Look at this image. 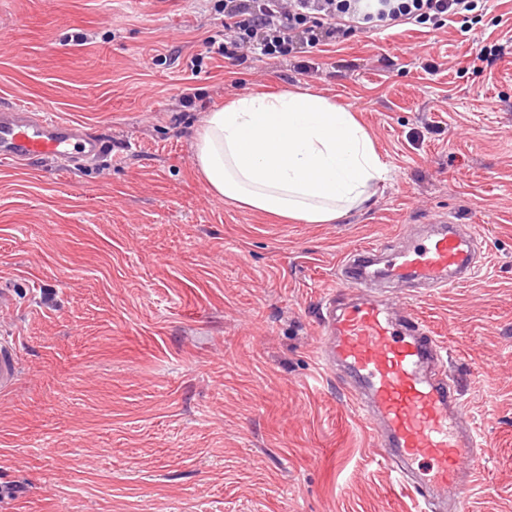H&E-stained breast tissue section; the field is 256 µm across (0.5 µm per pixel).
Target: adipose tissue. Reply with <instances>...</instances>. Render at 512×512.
<instances>
[{
  "label": "adipose tissue",
  "instance_id": "obj_1",
  "mask_svg": "<svg viewBox=\"0 0 512 512\" xmlns=\"http://www.w3.org/2000/svg\"><path fill=\"white\" fill-rule=\"evenodd\" d=\"M193 161L218 199L307 224L363 205L388 173L351 112L296 90L246 93L207 113Z\"/></svg>",
  "mask_w": 512,
  "mask_h": 512
}]
</instances>
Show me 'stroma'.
I'll return each mask as SVG.
<instances>
[{
	"mask_svg": "<svg viewBox=\"0 0 512 512\" xmlns=\"http://www.w3.org/2000/svg\"><path fill=\"white\" fill-rule=\"evenodd\" d=\"M222 21L212 0H0V109L105 143L68 170L0 157V333L21 364L0 396L6 512H414L316 350L343 258L441 218L474 226L471 277L389 297L440 339L494 449L469 512H512V0L353 36L310 53L311 77L208 56ZM260 86L353 112L389 169L368 202L305 224L212 196L196 132Z\"/></svg>",
	"mask_w": 512,
	"mask_h": 512,
	"instance_id": "obj_1",
	"label": "stroma"
}]
</instances>
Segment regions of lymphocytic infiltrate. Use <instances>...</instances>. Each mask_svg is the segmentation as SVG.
<instances>
[{"label": "lymphocytic infiltrate", "instance_id": "f902f5d3", "mask_svg": "<svg viewBox=\"0 0 512 512\" xmlns=\"http://www.w3.org/2000/svg\"><path fill=\"white\" fill-rule=\"evenodd\" d=\"M487 0H219L222 36L210 53L229 64L258 56L292 57L303 49L338 46L355 33L394 31L417 23L440 29Z\"/></svg>", "mask_w": 512, "mask_h": 512}]
</instances>
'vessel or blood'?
<instances>
[{
    "instance_id": "obj_1",
    "label": "vessel or blood",
    "mask_w": 512,
    "mask_h": 512,
    "mask_svg": "<svg viewBox=\"0 0 512 512\" xmlns=\"http://www.w3.org/2000/svg\"><path fill=\"white\" fill-rule=\"evenodd\" d=\"M101 149L77 126L49 113L28 107L0 111L2 157L78 162ZM380 252V246L371 245L344 260L340 286L359 299L340 305L335 294L325 297L318 362L327 375L349 379L357 414L418 512H465L472 464L489 457L491 448L471 426L464 403L449 384L442 348L425 321L411 310L394 314L383 296L366 294ZM474 253L468 229L441 221L432 235L395 254L385 275L444 290L469 278ZM19 373L16 343L1 335V396L14 390Z\"/></svg>"
}]
</instances>
